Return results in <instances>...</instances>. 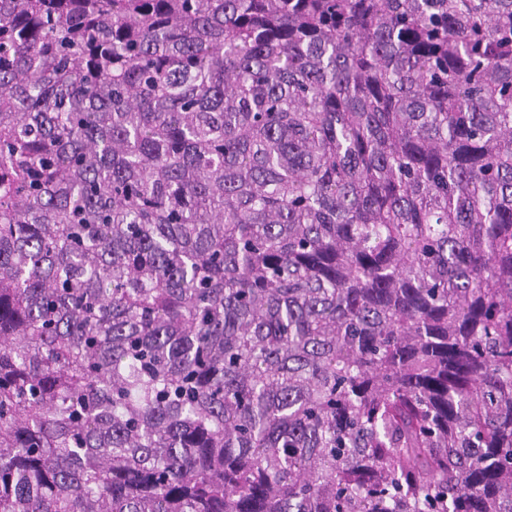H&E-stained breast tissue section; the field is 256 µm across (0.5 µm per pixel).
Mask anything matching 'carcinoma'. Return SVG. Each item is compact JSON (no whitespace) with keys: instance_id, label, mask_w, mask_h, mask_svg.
Returning <instances> with one entry per match:
<instances>
[{"instance_id":"carcinoma-1","label":"carcinoma","mask_w":512,"mask_h":512,"mask_svg":"<svg viewBox=\"0 0 512 512\" xmlns=\"http://www.w3.org/2000/svg\"><path fill=\"white\" fill-rule=\"evenodd\" d=\"M0 512H512V0H0Z\"/></svg>"}]
</instances>
